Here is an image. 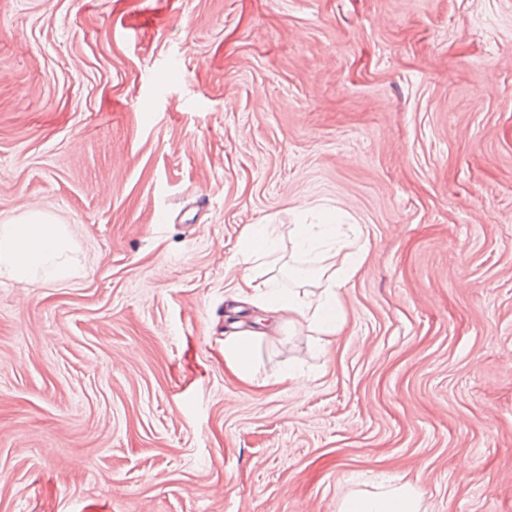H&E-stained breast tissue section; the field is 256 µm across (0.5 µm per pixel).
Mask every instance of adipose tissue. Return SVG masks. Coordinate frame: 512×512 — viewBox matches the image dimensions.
Returning a JSON list of instances; mask_svg holds the SVG:
<instances>
[{"label":"adipose tissue","instance_id":"adipose-tissue-1","mask_svg":"<svg viewBox=\"0 0 512 512\" xmlns=\"http://www.w3.org/2000/svg\"><path fill=\"white\" fill-rule=\"evenodd\" d=\"M275 229L272 225H251L241 234L235 249L241 257L243 275L236 286L237 298L260 307L271 322L287 328L301 318H308L309 328L317 333L321 344H328L344 323L343 309L333 288L313 293L282 290L276 277L257 281L254 271L266 266L275 267ZM294 247L299 254L316 253L318 273L326 279L337 274L353 277L360 266L359 246L352 241L336 240L332 224L314 226L296 224L290 230ZM68 239L61 225L51 223L47 215L31 213L0 225V275L18 282L41 277L50 282L57 279L68 263ZM265 331L233 332L224 338V360L244 379L260 374L254 356L256 344L266 341ZM421 494L411 484L404 483L380 492H364L347 496L339 512H420Z\"/></svg>","mask_w":512,"mask_h":512}]
</instances>
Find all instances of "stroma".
Here are the masks:
<instances>
[{
    "label": "stroma",
    "mask_w": 512,
    "mask_h": 512,
    "mask_svg": "<svg viewBox=\"0 0 512 512\" xmlns=\"http://www.w3.org/2000/svg\"><path fill=\"white\" fill-rule=\"evenodd\" d=\"M30 209L79 273L0 277V512H512V0H0ZM325 219L342 329L241 380L238 238ZM421 494L410 483L380 492L347 496L339 512H420Z\"/></svg>",
    "instance_id": "1"
}]
</instances>
